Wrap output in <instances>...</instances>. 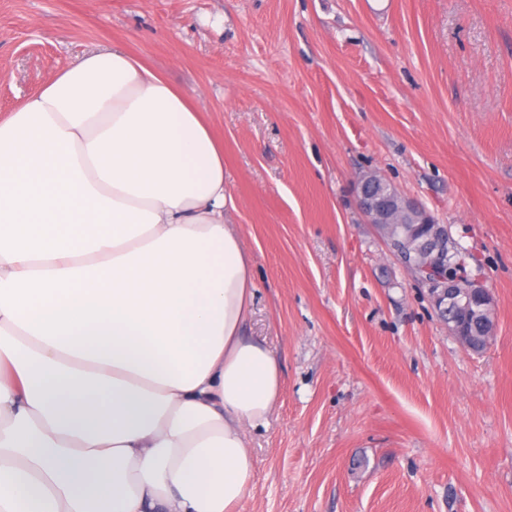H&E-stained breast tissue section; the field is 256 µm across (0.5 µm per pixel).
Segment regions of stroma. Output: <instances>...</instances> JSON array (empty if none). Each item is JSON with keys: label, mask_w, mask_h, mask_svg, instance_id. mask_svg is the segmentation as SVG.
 <instances>
[{"label": "stroma", "mask_w": 512, "mask_h": 512, "mask_svg": "<svg viewBox=\"0 0 512 512\" xmlns=\"http://www.w3.org/2000/svg\"><path fill=\"white\" fill-rule=\"evenodd\" d=\"M112 45L224 143L283 372L238 512H512V0H0V116ZM371 172L469 254L483 353L361 213Z\"/></svg>", "instance_id": "35a3bbf8"}]
</instances>
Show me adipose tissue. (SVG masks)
<instances>
[{"instance_id":"obj_1","label":"adipose tissue","mask_w":512,"mask_h":512,"mask_svg":"<svg viewBox=\"0 0 512 512\" xmlns=\"http://www.w3.org/2000/svg\"><path fill=\"white\" fill-rule=\"evenodd\" d=\"M195 97L120 47L0 117V512H236L282 372Z\"/></svg>"}]
</instances>
